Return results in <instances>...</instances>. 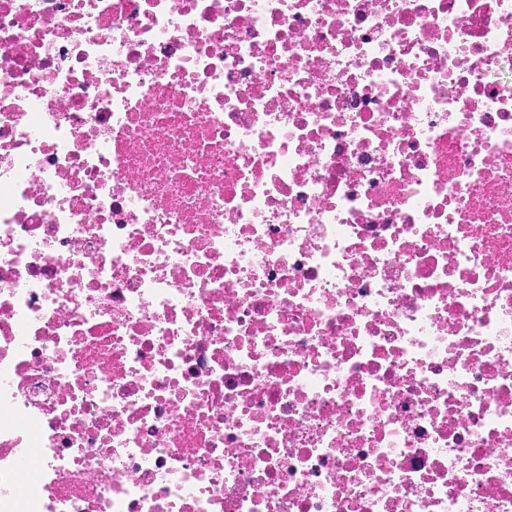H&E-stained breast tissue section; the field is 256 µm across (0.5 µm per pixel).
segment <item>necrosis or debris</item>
Segmentation results:
<instances>
[{"label": "necrosis or debris", "instance_id": "4bbe7bcc", "mask_svg": "<svg viewBox=\"0 0 512 512\" xmlns=\"http://www.w3.org/2000/svg\"><path fill=\"white\" fill-rule=\"evenodd\" d=\"M0 512H512V0H0Z\"/></svg>", "mask_w": 512, "mask_h": 512}]
</instances>
